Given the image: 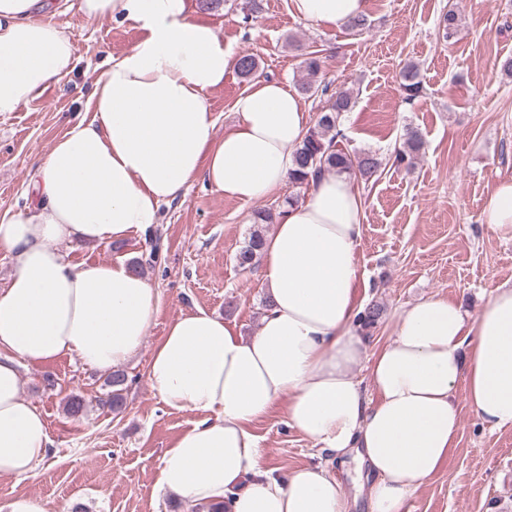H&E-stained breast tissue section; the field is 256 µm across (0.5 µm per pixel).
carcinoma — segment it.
Segmentation results:
<instances>
[{
  "label": "carcinoma",
  "instance_id": "obj_1",
  "mask_svg": "<svg viewBox=\"0 0 512 512\" xmlns=\"http://www.w3.org/2000/svg\"><path fill=\"white\" fill-rule=\"evenodd\" d=\"M306 80L301 85V90L309 96L326 94L328 86L318 83L322 62L310 55L304 60ZM237 73L244 79L254 80L261 76L259 61L253 54L247 53L237 57ZM402 89L405 100L411 102L417 99L422 92V84L419 78V69L415 64H408L402 72ZM353 107L352 97L347 92H338L331 96L328 104L318 113L316 122L311 127L302 141L293 150L294 169L289 174V181L296 185L307 184L309 177L326 169L336 171L338 174L355 175L368 182L377 175L382 166L380 158L370 151L350 150L340 145L343 133L340 130V119L345 112ZM424 149V140L419 131L408 128L404 133V149L394 155V162L398 165L412 166ZM272 212L257 211L254 214V229L250 233L247 243L237 252L236 264L245 270L251 268L260 255L264 235L262 226L271 223ZM126 374L122 371H114L107 380V386L111 390L100 398L99 404L114 411L123 406L124 385Z\"/></svg>",
  "mask_w": 512,
  "mask_h": 512
}]
</instances>
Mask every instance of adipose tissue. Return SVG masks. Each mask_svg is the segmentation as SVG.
<instances>
[{"label": "adipose tissue", "instance_id": "adipose-tissue-1", "mask_svg": "<svg viewBox=\"0 0 512 512\" xmlns=\"http://www.w3.org/2000/svg\"><path fill=\"white\" fill-rule=\"evenodd\" d=\"M65 2L0 0V114L73 71L71 34L45 17ZM78 8L143 35L108 60L87 117L35 159L38 203L0 218V248L14 265L0 289V479L30 477L47 459V422L21 392L20 364L68 356L118 368L160 311L156 288L125 260L74 263L60 244L148 235L162 206L198 177L227 198L263 199L287 180L309 126L293 88L259 80L233 104L238 124L216 136L206 94L236 59L190 0H79ZM290 11L335 30L364 15L367 0H290ZM363 218L347 176L311 177L264 242L268 305L257 332L243 337L199 308L175 318L154 348V394L169 409L204 414L159 464L160 491L187 512H349L329 469L279 476L263 467L250 426L280 403L288 427L356 463L369 512H406L443 466L460 430L457 383L480 424L512 428V286L495 288L472 316L445 297L416 301L396 314L393 339L369 350L358 300L368 286L357 262ZM481 219L512 238L511 177L497 182Z\"/></svg>", "mask_w": 512, "mask_h": 512}]
</instances>
